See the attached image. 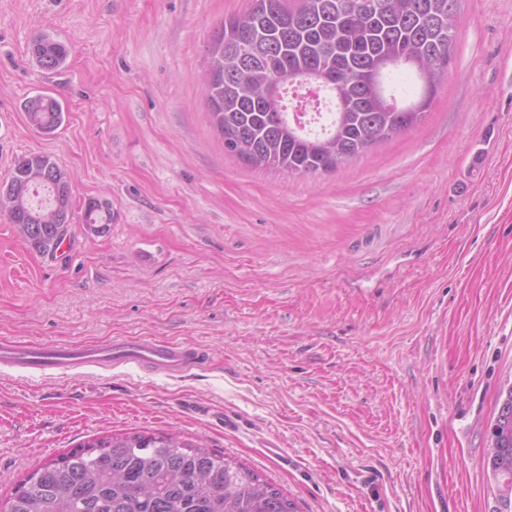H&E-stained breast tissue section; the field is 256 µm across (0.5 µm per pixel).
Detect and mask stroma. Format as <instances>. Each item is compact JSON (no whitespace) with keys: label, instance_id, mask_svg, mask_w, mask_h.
Segmentation results:
<instances>
[{"label":"stroma","instance_id":"obj_1","mask_svg":"<svg viewBox=\"0 0 512 512\" xmlns=\"http://www.w3.org/2000/svg\"><path fill=\"white\" fill-rule=\"evenodd\" d=\"M251 0H0V181L71 174L55 254L0 210V339L191 344L179 376L0 367V507L39 466L143 433L225 455L301 512H496L488 429L512 388V0H460L420 124L326 175L254 169L198 76ZM63 43L41 70L30 43ZM56 98L47 136L23 104ZM105 199V232L84 224ZM31 54L37 65L45 71H55L65 64L67 50L50 35L42 34L31 44Z\"/></svg>","mask_w":512,"mask_h":512}]
</instances>
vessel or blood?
Returning <instances> with one entry per match:
<instances>
[{
    "mask_svg": "<svg viewBox=\"0 0 512 512\" xmlns=\"http://www.w3.org/2000/svg\"><path fill=\"white\" fill-rule=\"evenodd\" d=\"M201 357V352L192 345L153 337L123 338L88 345L0 341L1 363L42 377L112 364L149 366L167 374H177L195 367Z\"/></svg>",
    "mask_w": 512,
    "mask_h": 512,
    "instance_id": "vessel-or-blood-1",
    "label": "vessel or blood"
}]
</instances>
